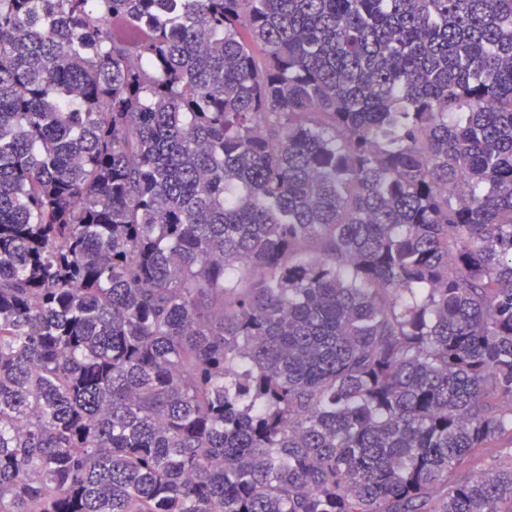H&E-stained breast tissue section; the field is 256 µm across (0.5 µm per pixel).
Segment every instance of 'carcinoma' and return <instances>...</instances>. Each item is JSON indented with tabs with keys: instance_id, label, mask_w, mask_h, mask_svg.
Segmentation results:
<instances>
[{
	"instance_id": "1",
	"label": "carcinoma",
	"mask_w": 512,
	"mask_h": 512,
	"mask_svg": "<svg viewBox=\"0 0 512 512\" xmlns=\"http://www.w3.org/2000/svg\"><path fill=\"white\" fill-rule=\"evenodd\" d=\"M512 0H0V512H512Z\"/></svg>"
}]
</instances>
